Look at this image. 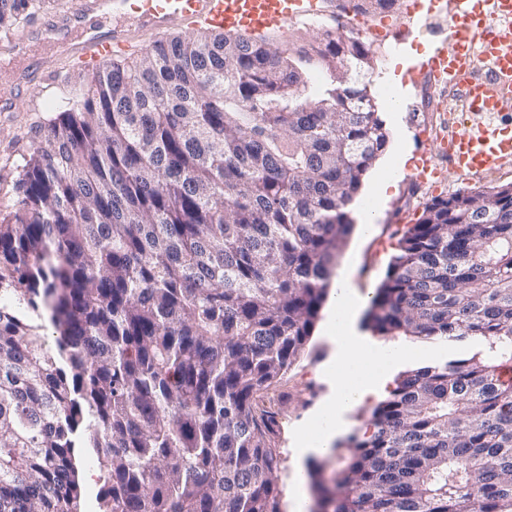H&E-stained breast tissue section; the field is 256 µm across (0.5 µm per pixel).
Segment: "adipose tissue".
<instances>
[{
	"label": "adipose tissue",
	"instance_id": "obj_1",
	"mask_svg": "<svg viewBox=\"0 0 512 512\" xmlns=\"http://www.w3.org/2000/svg\"><path fill=\"white\" fill-rule=\"evenodd\" d=\"M367 303V297L351 288L348 273H341L333 281L325 338L334 348L330 371L335 387L306 438V453L331 455L334 444L348 430V414L386 390L393 380V366L404 357L403 352L378 343L360 330L359 318Z\"/></svg>",
	"mask_w": 512,
	"mask_h": 512
}]
</instances>
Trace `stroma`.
Masks as SVG:
<instances>
[{"mask_svg":"<svg viewBox=\"0 0 512 512\" xmlns=\"http://www.w3.org/2000/svg\"><path fill=\"white\" fill-rule=\"evenodd\" d=\"M417 0H396L395 5L382 14L348 12L341 21L347 29L359 32L372 45L376 65L371 77V90L378 109L389 131L390 141H403L408 160L404 172L395 186L388 190L389 200L385 209L376 216L370 231L364 237L350 235L337 261V268H350L353 288L362 293H375L380 286L390 254L397 244L396 228L415 223L422 206L433 197H447L458 192L490 190L502 185H512V164L480 177H462L451 168H444L445 182L435 188L411 180L420 152H435L436 140L422 141L423 127L441 128L449 113L460 111L462 105L455 90L448 86L432 87L428 83L410 86L403 92L399 111H392L384 89L387 75L394 60L406 49L416 50L422 57H429L436 41L447 37L446 14L442 7L432 12L419 10ZM335 10L333 0H324L320 19L290 23L287 33H273L275 46L293 49L312 43L330 23ZM61 86L45 84L33 96L22 102L13 112H0V212L9 213L13 197V183L18 175L29 138L39 120L54 116L61 105L79 85L71 75L65 58H57ZM392 347L410 353L401 370L429 365L437 360L458 355L475 345L468 339L450 346L421 340L395 339ZM333 353L321 329H314L304 356L282 378L276 393L279 397L278 421L281 426L279 446L282 460L276 472L282 491L285 512H294L295 483L301 477V440L307 423L320 411L331 392V381L324 366Z\"/></svg>","mask_w":512,"mask_h":512,"instance_id":"35a3bbf8","label":"stroma"}]
</instances>
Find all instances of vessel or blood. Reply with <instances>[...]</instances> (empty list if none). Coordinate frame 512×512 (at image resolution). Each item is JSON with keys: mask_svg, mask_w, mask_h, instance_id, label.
Masks as SVG:
<instances>
[{"mask_svg": "<svg viewBox=\"0 0 512 512\" xmlns=\"http://www.w3.org/2000/svg\"><path fill=\"white\" fill-rule=\"evenodd\" d=\"M322 0H73L62 12H39L28 34L14 46L60 43L73 71L108 67L117 50L144 31L200 27L221 33L287 31L289 21L318 16ZM449 41L428 59L430 70L452 77L475 115L472 125L449 129L440 141L453 169L479 176L512 162V0H453ZM492 60L487 79H472L474 62ZM58 79L51 63L36 58L19 72L9 92L0 93V112Z\"/></svg>", "mask_w": 512, "mask_h": 512, "instance_id": "obj_1", "label": "vessel or blood"}]
</instances>
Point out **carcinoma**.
Listing matches in <instances>:
<instances>
[{
  "mask_svg": "<svg viewBox=\"0 0 512 512\" xmlns=\"http://www.w3.org/2000/svg\"><path fill=\"white\" fill-rule=\"evenodd\" d=\"M41 4L0 0V36ZM335 21L288 52L173 36L35 130L0 220V512H82V448L98 512H283L274 392L389 139L371 44ZM366 319L479 346L401 373L331 478L308 461V512H512V186L426 202Z\"/></svg>",
  "mask_w": 512,
  "mask_h": 512,
  "instance_id": "obj_1",
  "label": "carcinoma"
}]
</instances>
